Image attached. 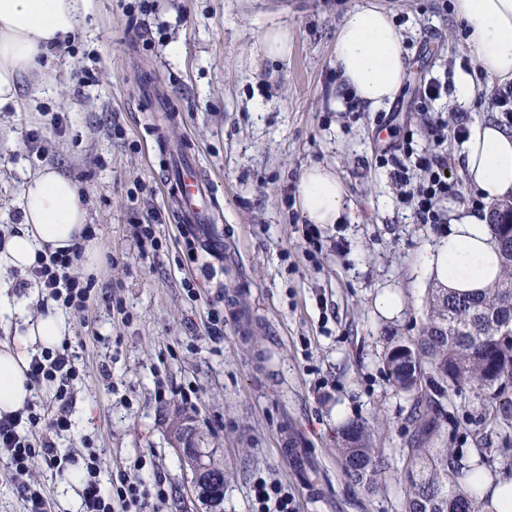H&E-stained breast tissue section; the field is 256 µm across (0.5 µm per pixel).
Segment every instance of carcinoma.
Segmentation results:
<instances>
[{
    "label": "carcinoma",
    "mask_w": 512,
    "mask_h": 512,
    "mask_svg": "<svg viewBox=\"0 0 512 512\" xmlns=\"http://www.w3.org/2000/svg\"><path fill=\"white\" fill-rule=\"evenodd\" d=\"M490 227L501 246L502 278L467 294L434 285L417 335L385 338L384 360L393 384L411 398L405 512H495L490 495L482 500L469 488L480 462L453 458L444 440L449 396L475 387L495 418L512 406V203L491 206ZM338 455L345 475L369 489L386 469L363 423L343 427Z\"/></svg>",
    "instance_id": "cac0c4a2"
}]
</instances>
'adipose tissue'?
<instances>
[{
  "instance_id": "adipose-tissue-1",
  "label": "adipose tissue",
  "mask_w": 512,
  "mask_h": 512,
  "mask_svg": "<svg viewBox=\"0 0 512 512\" xmlns=\"http://www.w3.org/2000/svg\"><path fill=\"white\" fill-rule=\"evenodd\" d=\"M476 49L480 68L489 77L512 80V0H457ZM90 0H0V103L15 100L22 74L38 70L40 56L65 36L83 28ZM336 67L344 84L367 107L392 101L406 77L403 35L384 10L367 6L354 11L336 34ZM462 170L485 203L512 197V131L484 120L475 123L463 145ZM300 206L312 224L337 223L345 210V189L332 171L313 167L298 187ZM24 227L6 243L0 263L26 270L36 251H64L83 245L81 259L94 271L97 242L86 239V213L77 187L51 168L31 175L22 189ZM423 265L448 288L470 291L501 278L498 245L489 215L467 206L449 208L446 232L426 250ZM18 317L24 330L0 342V415L22 409L33 388L25 374L39 350L61 346L70 329L50 311L30 317L25 303L0 294V316Z\"/></svg>"
}]
</instances>
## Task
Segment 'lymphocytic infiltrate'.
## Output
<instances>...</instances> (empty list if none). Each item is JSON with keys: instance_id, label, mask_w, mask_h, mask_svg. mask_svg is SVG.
<instances>
[{"instance_id": "1", "label": "lymphocytic infiltrate", "mask_w": 512, "mask_h": 512, "mask_svg": "<svg viewBox=\"0 0 512 512\" xmlns=\"http://www.w3.org/2000/svg\"><path fill=\"white\" fill-rule=\"evenodd\" d=\"M453 130L457 140H465L468 127L464 120L455 126L435 120L429 122V143L422 149H414L411 141H403L396 147L383 150L379 156L380 167L386 168L392 181L401 187V201L410 207L422 224H441L445 218L443 202L456 193L455 184L447 176L448 157L442 146L446 130ZM422 172V179H414V172ZM81 248L68 253H44L37 255L29 272L41 288L42 298L80 315L95 289L94 279L83 280L71 274L70 268L80 258ZM32 383H51L56 387L54 400L60 409L50 419H43L34 405H26L13 414L0 416V451L7 453L10 464L19 479L16 491L24 502L25 512H47L43 492L27 481L26 474L34 458H42L47 467L62 468L68 459L61 455L50 438L33 444L30 435L40 424H47L52 434H62L71 428L65 409L71 399L70 387L78 376L74 358L68 349L54 353L33 355L28 370ZM101 461L97 454H89L82 477V512H129L153 497L164 498L162 482L146 483L136 476L121 475L111 486H103L99 476Z\"/></svg>"}]
</instances>
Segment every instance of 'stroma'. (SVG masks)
<instances>
[{
	"instance_id": "stroma-1",
	"label": "stroma",
	"mask_w": 512,
	"mask_h": 512,
	"mask_svg": "<svg viewBox=\"0 0 512 512\" xmlns=\"http://www.w3.org/2000/svg\"><path fill=\"white\" fill-rule=\"evenodd\" d=\"M365 5L390 12L408 70L393 101L352 112L336 30ZM273 28L288 31L287 57L264 52ZM40 66L0 106V241L22 226L26 178L50 167L76 184L103 256L86 317L67 319L79 375L71 434L56 446L71 461L51 469L37 459L27 474L51 512H81L71 476L91 449L105 461L103 482L137 459L147 482L162 478L166 499L143 512H204L171 443L178 412L229 472L217 512H254L260 477L280 482L297 512H404L410 401L392 385L382 338L417 334L435 283L422 255L437 232L400 204L375 158L408 133L424 147L430 116L490 118L476 100L462 110L448 94L424 112L416 99L429 78L452 86L466 72L476 88L493 84L454 0H91L87 27ZM84 71L95 81L81 89ZM150 71L180 114L166 137L192 141L215 185L223 254L187 256L155 119L137 92ZM314 165L340 180L355 219L321 226L310 248L297 185ZM153 211L156 245L144 250L137 227ZM388 294L400 303L390 317L380 307ZM213 303L224 312L217 342L205 329ZM189 388L193 406L179 396ZM353 421L367 424L388 461L372 490L338 462L337 433ZM292 435L310 479L285 451ZM448 446L512 475V418L487 421L478 391L449 399Z\"/></svg>"
}]
</instances>
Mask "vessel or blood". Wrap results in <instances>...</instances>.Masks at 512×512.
Wrapping results in <instances>:
<instances>
[{"label": "vessel or blood", "instance_id": "b4317fda", "mask_svg": "<svg viewBox=\"0 0 512 512\" xmlns=\"http://www.w3.org/2000/svg\"><path fill=\"white\" fill-rule=\"evenodd\" d=\"M143 98L150 101L155 111L171 112L172 107L164 86L151 79H143L140 88ZM165 149L173 160L172 179L179 201V219L182 228L194 235L203 250L219 251L224 242L221 219L212 206L213 189L210 179L203 175L195 154L179 143L166 142Z\"/></svg>", "mask_w": 512, "mask_h": 512}]
</instances>
